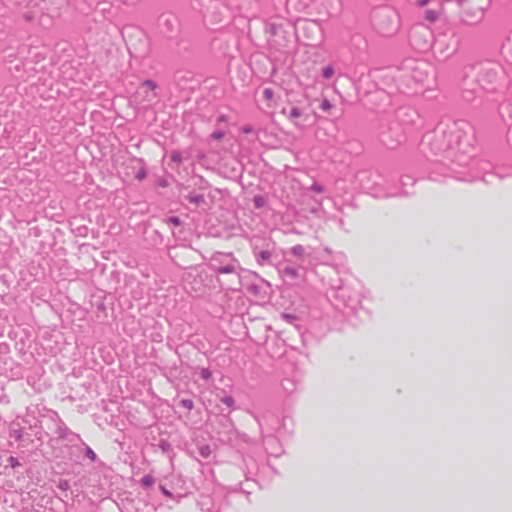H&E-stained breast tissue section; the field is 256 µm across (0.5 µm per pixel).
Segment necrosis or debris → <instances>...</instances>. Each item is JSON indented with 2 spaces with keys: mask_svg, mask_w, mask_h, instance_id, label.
<instances>
[{
  "mask_svg": "<svg viewBox=\"0 0 512 512\" xmlns=\"http://www.w3.org/2000/svg\"><path fill=\"white\" fill-rule=\"evenodd\" d=\"M50 2L0 0V512H246L314 356L384 304L348 221L512 179V8ZM489 303L501 355L512 289Z\"/></svg>",
  "mask_w": 512,
  "mask_h": 512,
  "instance_id": "obj_1",
  "label": "necrosis or debris"
}]
</instances>
